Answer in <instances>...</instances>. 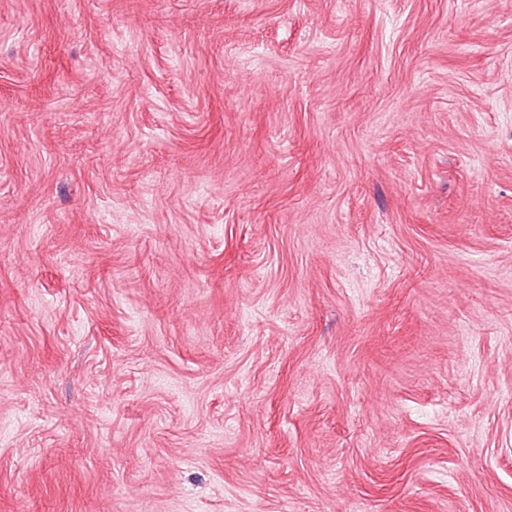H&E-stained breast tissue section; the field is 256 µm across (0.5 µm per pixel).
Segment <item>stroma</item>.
<instances>
[{"label":"stroma","instance_id":"35a3bbf8","mask_svg":"<svg viewBox=\"0 0 512 512\" xmlns=\"http://www.w3.org/2000/svg\"><path fill=\"white\" fill-rule=\"evenodd\" d=\"M0 512H512V0H0Z\"/></svg>","mask_w":512,"mask_h":512}]
</instances>
